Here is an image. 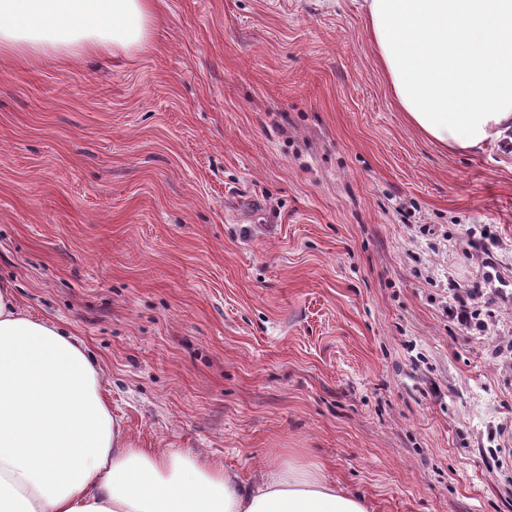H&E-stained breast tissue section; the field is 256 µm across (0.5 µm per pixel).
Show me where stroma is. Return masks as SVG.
Listing matches in <instances>:
<instances>
[{"label":"stroma","mask_w":512,"mask_h":512,"mask_svg":"<svg viewBox=\"0 0 512 512\" xmlns=\"http://www.w3.org/2000/svg\"><path fill=\"white\" fill-rule=\"evenodd\" d=\"M149 47L0 58V280L135 447L512 512V152L396 107L366 0H154ZM492 272L484 331L444 311Z\"/></svg>","instance_id":"1"}]
</instances>
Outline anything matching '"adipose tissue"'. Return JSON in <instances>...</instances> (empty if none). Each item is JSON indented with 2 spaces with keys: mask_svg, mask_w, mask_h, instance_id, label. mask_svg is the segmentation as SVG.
<instances>
[{
  "mask_svg": "<svg viewBox=\"0 0 512 512\" xmlns=\"http://www.w3.org/2000/svg\"><path fill=\"white\" fill-rule=\"evenodd\" d=\"M153 0H0V56L127 54ZM366 30L407 121L451 153L512 136V0H369ZM0 512H367L320 471L223 465L134 447L99 362L23 313L0 282Z\"/></svg>",
  "mask_w": 512,
  "mask_h": 512,
  "instance_id": "adipose-tissue-1",
  "label": "adipose tissue"
}]
</instances>
